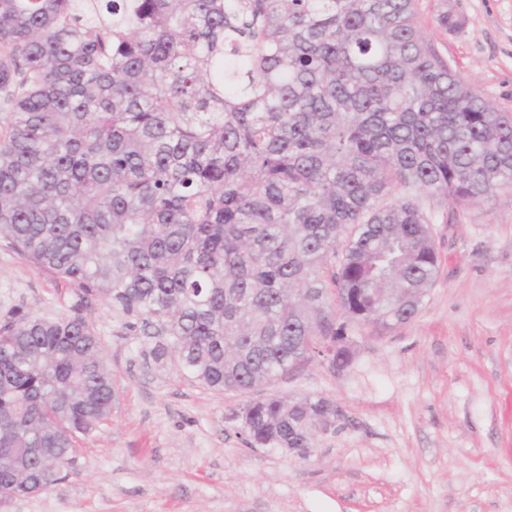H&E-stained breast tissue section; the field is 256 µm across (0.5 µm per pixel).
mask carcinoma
Listing matches in <instances>:
<instances>
[{
	"label": "carcinoma",
	"instance_id": "carcinoma-1",
	"mask_svg": "<svg viewBox=\"0 0 512 512\" xmlns=\"http://www.w3.org/2000/svg\"><path fill=\"white\" fill-rule=\"evenodd\" d=\"M417 0H0V239L75 288L0 318V495L68 476L112 375L83 308L148 357L250 394L317 336L411 321L438 270L428 203L512 188V113L465 83ZM336 407L256 397L247 443Z\"/></svg>",
	"mask_w": 512,
	"mask_h": 512
}]
</instances>
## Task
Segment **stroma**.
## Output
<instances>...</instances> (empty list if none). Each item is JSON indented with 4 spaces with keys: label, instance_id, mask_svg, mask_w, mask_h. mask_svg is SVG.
Instances as JSON below:
<instances>
[{
    "label": "stroma",
    "instance_id": "1",
    "mask_svg": "<svg viewBox=\"0 0 512 512\" xmlns=\"http://www.w3.org/2000/svg\"><path fill=\"white\" fill-rule=\"evenodd\" d=\"M457 16L441 27V12ZM436 53L512 113V0H418ZM438 272L416 317L356 325L347 369L312 362L265 386L339 410L309 457L249 447L246 396L146 363L147 337L104 302L85 310L112 373V416L73 473L0 512H512V190L433 204ZM74 288L0 240V314L56 317Z\"/></svg>",
    "mask_w": 512,
    "mask_h": 512
}]
</instances>
